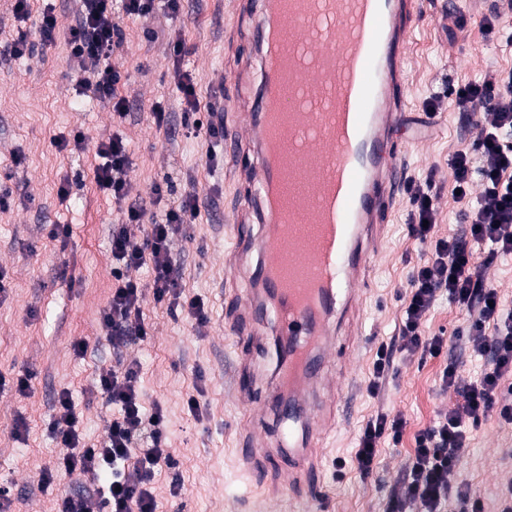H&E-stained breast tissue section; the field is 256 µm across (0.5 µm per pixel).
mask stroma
I'll return each mask as SVG.
<instances>
[{"instance_id":"35a3bbf8","label":"stroma","mask_w":512,"mask_h":512,"mask_svg":"<svg viewBox=\"0 0 512 512\" xmlns=\"http://www.w3.org/2000/svg\"><path fill=\"white\" fill-rule=\"evenodd\" d=\"M224 2L182 0L179 13L160 10L145 21L123 16L120 0H114L125 32L111 57L128 77L121 92L130 112L122 119L77 86L68 47L75 0H31L25 21L14 17L8 0H0V195L10 202L0 210V269L8 276L7 289L0 293V374L10 377L27 369L35 374L27 395L0 391V491L10 494V512H53L58 498L82 490V483L67 480L44 487L37 483L60 452L49 431L54 399L69 391L86 440L104 443L118 409L90 388L100 368L119 360L139 364L145 408L158 404L166 414L173 463L156 476L157 512H252V504L262 498L236 457L244 421L259 409L236 397L226 373L243 344L225 326L230 311L224 281L225 214L236 200L234 186L223 140H208L185 125L172 84L174 68L187 70L196 85L199 118L207 119L212 109L224 110L232 84L224 69L236 41L251 27L244 13L225 19ZM442 2L424 0L425 19L411 34L408 121L396 136L409 146L408 177L433 178L440 194L439 229L448 235L462 229L451 199L448 160L471 142L475 122L448 106L441 107L430 127L419 120L442 75L466 83L489 68L509 71L512 52L495 48L480 31L482 18L494 13L497 0H483L475 12L460 4L466 24L453 36ZM47 8L56 18V32L54 41L44 44L37 22ZM22 35L35 50L17 58L10 44ZM176 37L185 46L178 59L168 46ZM157 105L169 113L168 125L155 124ZM74 129L84 132L85 150L59 148L58 137ZM113 134L127 143L131 193L147 201L148 214L157 212L151 199L159 179L169 182L167 205H177L185 193H198L200 213L173 238L171 255L183 297L202 299L207 314L201 324L156 301L148 270H130V278L143 287L141 309L150 335L117 348L101 329L100 313L112 289L111 234L120 211L94 179L95 145ZM63 187L68 190L64 201L58 196ZM409 209L407 198H399L382 250L370 261L371 282L360 305L363 336L343 339L338 350L336 379L350 393L352 405L321 450L329 512H386L390 498L404 493L402 473L414 453L415 435L433 425L437 411L462 402L454 391L439 389L447 356L459 362L467 382L484 367L460 340L449 344L447 356L415 354L399 362L379 396L367 391L377 349L396 337L405 285L419 261L418 246L407 232ZM54 224L69 225L66 248L49 238ZM77 340L85 341V354H74ZM191 396L200 404L195 414L186 405ZM381 411L401 416L405 428L399 445L381 442L373 472L365 477L353 463L356 439ZM19 420L27 430L17 439L11 429ZM340 458L346 461L341 470L336 467ZM456 480L482 499L485 512H499L512 491V429L491 417L473 430Z\"/></svg>"}]
</instances>
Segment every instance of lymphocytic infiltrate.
Returning <instances> with one entry per match:
<instances>
[{
	"mask_svg": "<svg viewBox=\"0 0 512 512\" xmlns=\"http://www.w3.org/2000/svg\"><path fill=\"white\" fill-rule=\"evenodd\" d=\"M76 23L70 30V59L80 76L82 90L111 103L125 114L127 100L119 91L123 74L109 59L124 41V30L112 12L111 0H80ZM445 90L434 93L426 110L435 118L441 101L457 111L482 119L478 139L457 149L449 161L452 199L464 224L461 233L442 235L437 229L438 194L432 179L409 181L405 186L411 210L410 236L421 247L422 257L407 281V303L399 326L400 348L381 347L373 363L367 390L378 396L397 350L439 356L444 336H428L423 327L430 310L447 300L467 316L466 342L472 356L485 359L486 367L476 380L464 383L458 364L449 361L440 386L454 389L462 398L457 408L438 413L435 424L415 438L414 454L406 468V499L418 502L420 512H443L447 502H457L459 512H483L479 497L455 481L459 461L473 428L490 416L512 424V307L504 305L496 288L485 279V270L498 258L512 254V71L490 70L461 84L445 78ZM99 163L96 182L121 207V225L111 237L112 294L101 313L100 325L115 344L147 338L149 328L141 312L142 289L125 275L131 268L147 267L154 297L176 305L186 303L189 315L205 321L200 299L182 300L171 258V242L184 224L200 212L199 197L189 193L177 205L152 220L143 241H135L128 225L142 223L146 207L131 195L126 171L129 155L123 138L112 135L96 146ZM138 364L117 363L101 368L93 393L116 406L107 441L89 444L79 430V414L69 391L58 393L50 431L61 446L52 469L41 472L40 485L54 477L105 481L101 499L81 494L62 497L55 512H156L154 479L160 465L171 464L172 454L164 434L162 407L145 412L139 387ZM404 420L377 413L360 432L353 462L362 475L373 469L382 440L399 442ZM150 447H141L143 438Z\"/></svg>",
	"mask_w": 512,
	"mask_h": 512,
	"instance_id": "1",
	"label": "lymphocytic infiltrate"
}]
</instances>
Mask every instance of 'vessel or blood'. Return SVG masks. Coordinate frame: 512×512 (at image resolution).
Here are the masks:
<instances>
[{
	"mask_svg": "<svg viewBox=\"0 0 512 512\" xmlns=\"http://www.w3.org/2000/svg\"><path fill=\"white\" fill-rule=\"evenodd\" d=\"M423 16L422 0H259L254 9L253 39L239 66L257 65L258 81L247 105L229 101L242 117L224 136V157L246 185L229 216L224 273L238 309L232 330L247 335L254 316H271L282 360L277 380L250 386L251 397L277 421L269 430L247 427L238 450L270 502L285 492L322 502L319 449L335 415L316 414L314 400L318 389H336L329 368L335 336L369 284V260L402 189L407 149L395 132L407 34ZM288 31L295 34L289 44ZM286 65L296 79L287 96L280 89ZM283 114L293 128L284 160L273 136ZM308 157L323 167L290 211L306 212L311 232L293 228L274 238L281 220L275 192L288 168ZM252 223L262 225L260 237H252ZM253 250L259 258L251 266L244 258Z\"/></svg>",
	"mask_w": 512,
	"mask_h": 512,
	"instance_id": "obj_1",
	"label": "vessel or blood"
}]
</instances>
